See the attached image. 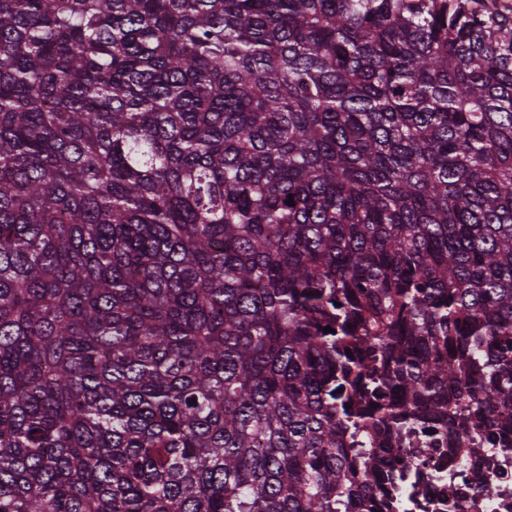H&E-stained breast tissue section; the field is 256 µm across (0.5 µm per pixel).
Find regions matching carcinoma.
<instances>
[{"mask_svg":"<svg viewBox=\"0 0 512 512\" xmlns=\"http://www.w3.org/2000/svg\"><path fill=\"white\" fill-rule=\"evenodd\" d=\"M489 422L512 7L0 0V512H377Z\"/></svg>","mask_w":512,"mask_h":512,"instance_id":"carcinoma-1","label":"carcinoma"}]
</instances>
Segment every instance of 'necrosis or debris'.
I'll return each instance as SVG.
<instances>
[{
    "mask_svg": "<svg viewBox=\"0 0 512 512\" xmlns=\"http://www.w3.org/2000/svg\"><path fill=\"white\" fill-rule=\"evenodd\" d=\"M386 465L408 471L399 512H512V452L460 443L437 428L392 449Z\"/></svg>",
    "mask_w": 512,
    "mask_h": 512,
    "instance_id": "1",
    "label": "necrosis or debris"
}]
</instances>
